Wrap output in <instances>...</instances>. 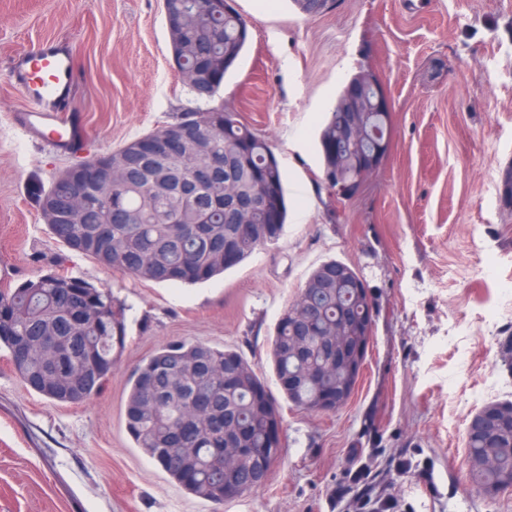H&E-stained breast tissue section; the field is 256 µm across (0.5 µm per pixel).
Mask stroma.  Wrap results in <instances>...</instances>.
I'll list each match as a JSON object with an SVG mask.
<instances>
[{"label": "stroma", "mask_w": 512, "mask_h": 512, "mask_svg": "<svg viewBox=\"0 0 512 512\" xmlns=\"http://www.w3.org/2000/svg\"><path fill=\"white\" fill-rule=\"evenodd\" d=\"M248 38L221 91L225 110L271 145L288 218L277 244L196 285L139 280L71 253L36 195L73 163L31 145L7 67L45 40L76 66L67 110L88 155L120 147L196 107L175 71L163 0H0V265L11 284L54 262L126 308V346L101 395L73 405L28 390L0 354V512H213L137 448L125 424L132 370L172 340L240 351L272 394L275 326L318 266L356 268L376 304L367 359L333 414L281 406L282 451L262 487L224 512H356L350 477L395 512H512L469 477L465 429L512 400L498 342L512 310V0H230ZM390 105L388 153L348 200L316 190L318 131L359 67ZM494 276H487L486 266Z\"/></svg>", "instance_id": "stroma-1"}]
</instances>
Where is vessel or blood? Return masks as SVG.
<instances>
[{
  "label": "vessel or blood",
  "mask_w": 512,
  "mask_h": 512,
  "mask_svg": "<svg viewBox=\"0 0 512 512\" xmlns=\"http://www.w3.org/2000/svg\"><path fill=\"white\" fill-rule=\"evenodd\" d=\"M10 79L23 90L27 110L14 113L12 122L24 137L39 140L45 130H54L52 148L59 152L81 150L82 136L65 110L74 70L66 48L56 42L39 44L36 50L14 56Z\"/></svg>",
  "instance_id": "b4317fda"
}]
</instances>
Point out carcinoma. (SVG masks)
<instances>
[{"instance_id":"1","label":"carcinoma","mask_w":512,"mask_h":512,"mask_svg":"<svg viewBox=\"0 0 512 512\" xmlns=\"http://www.w3.org/2000/svg\"><path fill=\"white\" fill-rule=\"evenodd\" d=\"M225 0H169L179 14L180 41L170 45L184 82L203 106L176 115L170 127L192 123L224 167L205 179L198 170L207 158L190 145L178 152L142 153L138 139L80 160L72 171L112 160V180L98 194L106 203L89 207L84 223L49 224L50 234L70 252L99 265L159 284H197L230 269L224 248L240 263L276 243L288 206L284 174L268 142L244 125L236 112L215 104L224 79L247 41V24ZM359 77L353 74L336 95L320 132V146L336 137V112ZM73 177L59 176L42 201L65 213L74 202ZM239 198L250 209L235 219L226 201ZM346 288L300 289L275 329L271 356L283 396L295 407L318 412L320 373L334 385L344 379L321 345L336 329L337 305ZM0 351L31 390L58 403L80 404L99 394L126 342L125 309L108 288L52 270L16 287L0 288ZM307 321L304 351L288 350L293 322ZM236 381L228 386L224 375ZM263 392L258 405L253 390ZM280 415L277 400L239 352L205 343L169 342L135 369L129 379L125 422L136 447L187 492L224 506V485L241 493L260 485L240 452L252 448L265 471L281 446L266 441ZM469 475L492 497L512 487V428L466 436Z\"/></svg>"}]
</instances>
